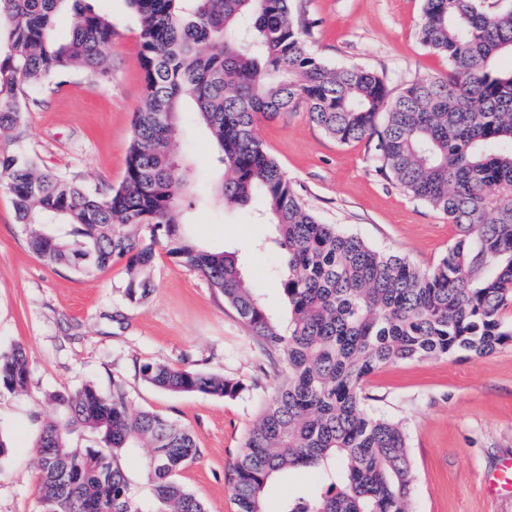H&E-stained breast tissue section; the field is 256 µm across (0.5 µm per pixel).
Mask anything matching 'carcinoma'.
Returning <instances> with one entry per match:
<instances>
[{"label":"carcinoma","mask_w":512,"mask_h":512,"mask_svg":"<svg viewBox=\"0 0 512 512\" xmlns=\"http://www.w3.org/2000/svg\"><path fill=\"white\" fill-rule=\"evenodd\" d=\"M83 0H0V133L27 106L20 79L37 83L67 70L112 77L103 46L112 24ZM140 19L146 72L123 182L105 196L40 169L24 155L0 156V187L11 197L29 248L50 265L91 272L123 263V296L144 301L156 247L200 273L249 328L279 380L224 474L238 512H268L265 489L292 469L335 470L314 496L280 512H411L408 435L373 413L365 381L400 361L465 352L481 357L512 342V6L481 0H423L420 42L448 60V76L392 94L369 70L330 66L304 46L306 30L289 0H128ZM72 9L70 38L53 36ZM195 103L224 168V202L258 199L268 245L280 255L288 331L268 313L237 257L198 247L186 235L174 137L183 101ZM304 105L341 144L364 140L374 171L448 217L456 236L421 271L380 252L308 210L266 151L258 120ZM142 377L163 390L233 397L241 384L164 363ZM25 349L0 352V388L28 383ZM48 399L57 417L39 440V495L45 512H145L122 459L144 449L156 512H205L180 480L199 455L192 433L152 411L134 412L120 387L87 384ZM98 434L105 453L73 445Z\"/></svg>","instance_id":"1"}]
</instances>
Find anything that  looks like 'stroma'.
<instances>
[{
    "label": "stroma",
    "mask_w": 512,
    "mask_h": 512,
    "mask_svg": "<svg viewBox=\"0 0 512 512\" xmlns=\"http://www.w3.org/2000/svg\"><path fill=\"white\" fill-rule=\"evenodd\" d=\"M112 22L104 53L112 77L73 71L41 81L16 130L0 135V153L23 154L87 190L107 193L125 177L136 112L142 107L140 20L127 0H92ZM309 27L307 51L329 65L358 66L383 75L392 91L443 76L447 60L417 36L422 0H293ZM266 150L280 164L305 206L327 224L372 247L433 267L456 235L447 216L378 177L366 142L340 144L299 105L257 123ZM188 188L182 220L202 248L237 255L280 324L290 317L278 279L281 260L260 249L274 229L252 212L225 204L223 178L208 130L185 107L177 135ZM140 304L125 301L121 264L89 275L52 267L33 255L9 194L0 190V351L22 345L25 391L0 390V437L9 454L0 464V512H43L37 443L57 415L46 399L86 384L111 394L121 383L132 410L162 414L188 428L199 458L181 474L206 512H237L224 473L235 462L277 378L264 351L222 296L195 270L158 249ZM147 362L187 366L243 384L236 397L172 393L144 380ZM370 408L407 431L413 462V512H512V490L488 494L484 479L512 458V345L482 358L464 353L390 364L366 383ZM333 472H295L274 479L268 512L286 492L319 491Z\"/></svg>",
    "instance_id": "stroma-1"
}]
</instances>
